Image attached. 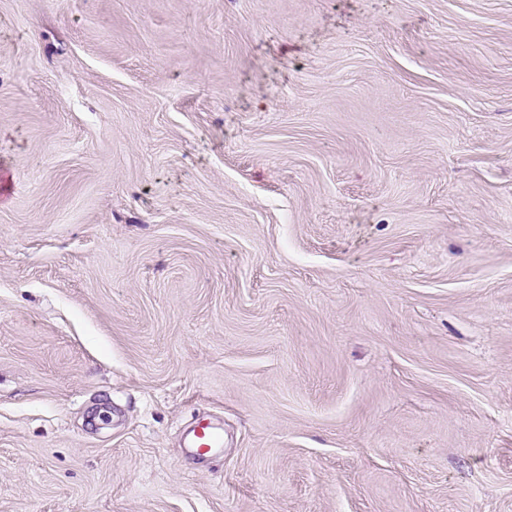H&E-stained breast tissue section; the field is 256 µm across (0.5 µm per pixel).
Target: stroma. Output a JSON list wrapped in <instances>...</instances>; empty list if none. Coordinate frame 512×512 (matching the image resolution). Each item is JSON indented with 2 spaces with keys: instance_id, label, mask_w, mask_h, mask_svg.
I'll return each mask as SVG.
<instances>
[{
  "instance_id": "35a3bbf8",
  "label": "stroma",
  "mask_w": 512,
  "mask_h": 512,
  "mask_svg": "<svg viewBox=\"0 0 512 512\" xmlns=\"http://www.w3.org/2000/svg\"><path fill=\"white\" fill-rule=\"evenodd\" d=\"M0 512H512V0H0ZM192 447L196 453L204 455L222 445V439L213 431L209 423H199L193 430Z\"/></svg>"
}]
</instances>
